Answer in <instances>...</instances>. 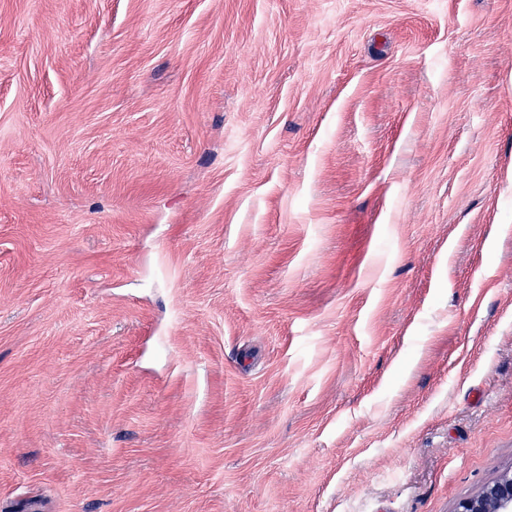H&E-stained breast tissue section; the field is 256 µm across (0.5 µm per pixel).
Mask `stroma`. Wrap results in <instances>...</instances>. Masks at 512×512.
<instances>
[{
  "instance_id": "1",
  "label": "stroma",
  "mask_w": 512,
  "mask_h": 512,
  "mask_svg": "<svg viewBox=\"0 0 512 512\" xmlns=\"http://www.w3.org/2000/svg\"><path fill=\"white\" fill-rule=\"evenodd\" d=\"M506 471L512 0H0V512Z\"/></svg>"
}]
</instances>
